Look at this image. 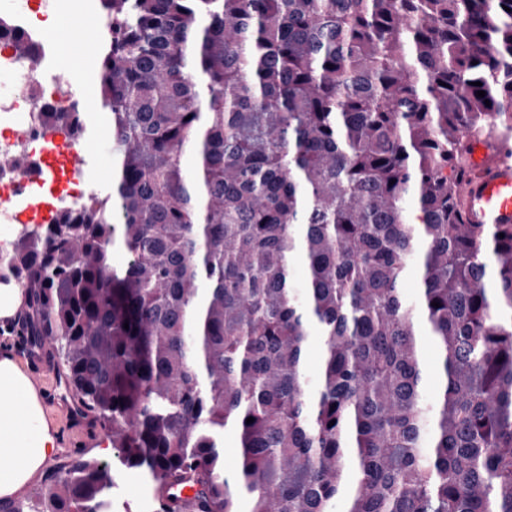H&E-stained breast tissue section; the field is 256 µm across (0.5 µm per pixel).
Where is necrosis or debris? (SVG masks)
Returning a JSON list of instances; mask_svg holds the SVG:
<instances>
[{
    "mask_svg": "<svg viewBox=\"0 0 512 512\" xmlns=\"http://www.w3.org/2000/svg\"><path fill=\"white\" fill-rule=\"evenodd\" d=\"M60 0H36L35 7L0 15V75L10 83L0 92V225L31 223L42 200L55 213H71L84 197L82 183L46 190L25 160H41L52 151V135H60L68 150L84 149L86 138L73 127L56 126L55 112H82L86 106L76 92L74 75L54 64L58 39L47 22Z\"/></svg>",
    "mask_w": 512,
    "mask_h": 512,
    "instance_id": "obj_1",
    "label": "necrosis or debris"
}]
</instances>
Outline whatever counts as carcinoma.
I'll return each instance as SVG.
<instances>
[{
  "instance_id": "obj_1",
  "label": "carcinoma",
  "mask_w": 512,
  "mask_h": 512,
  "mask_svg": "<svg viewBox=\"0 0 512 512\" xmlns=\"http://www.w3.org/2000/svg\"><path fill=\"white\" fill-rule=\"evenodd\" d=\"M99 8L112 190L20 233L0 280L116 462L0 512H112L122 468L154 512H512V225L457 194L471 136L512 124V0Z\"/></svg>"
}]
</instances>
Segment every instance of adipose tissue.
Segmentation results:
<instances>
[{"label": "adipose tissue", "instance_id": "ef3b65f1", "mask_svg": "<svg viewBox=\"0 0 512 512\" xmlns=\"http://www.w3.org/2000/svg\"><path fill=\"white\" fill-rule=\"evenodd\" d=\"M55 451L36 391L16 362L0 358V497L24 491Z\"/></svg>", "mask_w": 512, "mask_h": 512}]
</instances>
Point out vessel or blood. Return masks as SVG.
Instances as JSON below:
<instances>
[{"label":"vessel or blood","instance_id":"vessel-or-blood-1","mask_svg":"<svg viewBox=\"0 0 512 512\" xmlns=\"http://www.w3.org/2000/svg\"><path fill=\"white\" fill-rule=\"evenodd\" d=\"M503 150V142L486 136L470 140L467 174L458 186L464 223L512 225V162Z\"/></svg>","mask_w":512,"mask_h":512}]
</instances>
